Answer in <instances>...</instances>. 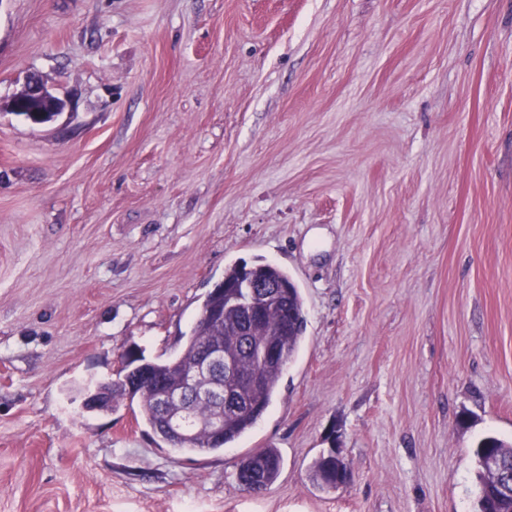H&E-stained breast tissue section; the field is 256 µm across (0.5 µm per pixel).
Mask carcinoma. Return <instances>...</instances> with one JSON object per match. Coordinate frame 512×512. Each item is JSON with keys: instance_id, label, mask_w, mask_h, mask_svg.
<instances>
[{"instance_id": "1", "label": "carcinoma", "mask_w": 512, "mask_h": 512, "mask_svg": "<svg viewBox=\"0 0 512 512\" xmlns=\"http://www.w3.org/2000/svg\"><path fill=\"white\" fill-rule=\"evenodd\" d=\"M257 278L273 282L283 287L282 301L267 306L264 313V326L257 336L241 335V310L227 306L220 293L208 294L202 303L201 311L224 307V320L198 316L191 329L182 352L171 359L157 360L152 366L155 380L167 382L174 376L178 366L195 360L201 347L211 340L224 341V351L239 360L241 373L246 374L255 365L249 348L260 343L274 341L279 348L282 364L263 369L262 380L256 385L242 387V407L235 413H224V431L212 437L202 429L193 436L173 438L157 427L158 417L151 389L138 386L129 388L125 381L134 373L123 368L116 380L112 381V402L128 398L137 401L142 419L174 452L180 454L203 455L219 451L243 437L254 428L258 420L270 406L277 392L284 368L297 354L305 329L301 294L285 272L272 263L255 262L251 265L235 263L224 271V281L241 278L245 269ZM476 458L479 493L475 512H512V442H507L494 434L480 438L473 449ZM348 468L342 458H336V450L331 449L320 455L311 468V478L321 489L335 490L336 471ZM281 470V456L275 448H258L238 463L237 479L245 489L253 482L262 487L272 484Z\"/></svg>"}]
</instances>
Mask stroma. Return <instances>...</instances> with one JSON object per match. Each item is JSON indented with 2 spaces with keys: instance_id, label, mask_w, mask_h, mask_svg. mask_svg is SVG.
<instances>
[{
  "instance_id": "stroma-1",
  "label": "stroma",
  "mask_w": 512,
  "mask_h": 512,
  "mask_svg": "<svg viewBox=\"0 0 512 512\" xmlns=\"http://www.w3.org/2000/svg\"><path fill=\"white\" fill-rule=\"evenodd\" d=\"M31 75L69 106L0 110V512H473L512 440V0H0V102ZM257 259L307 331L249 433L82 409ZM237 470V479L242 487L251 491L250 484L257 482L264 489L277 479L281 456L276 448H258L240 459ZM338 469H350V467L343 458L336 459V449H330L314 461L311 468L313 483L321 489H337L336 471Z\"/></svg>"
}]
</instances>
